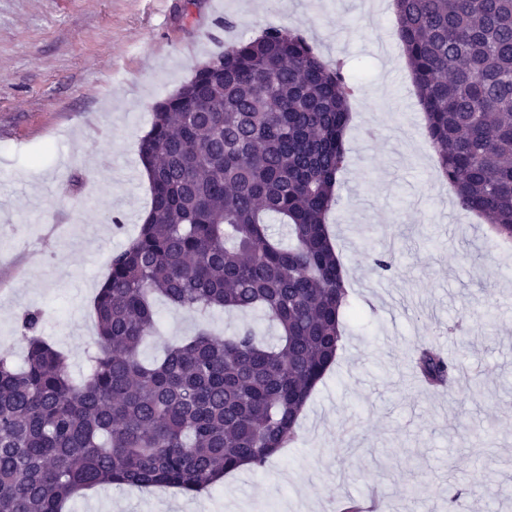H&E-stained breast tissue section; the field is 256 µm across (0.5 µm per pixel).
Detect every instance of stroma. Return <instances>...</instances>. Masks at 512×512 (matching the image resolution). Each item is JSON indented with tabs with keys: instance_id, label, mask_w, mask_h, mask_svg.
I'll return each instance as SVG.
<instances>
[{
	"instance_id": "stroma-1",
	"label": "stroma",
	"mask_w": 512,
	"mask_h": 512,
	"mask_svg": "<svg viewBox=\"0 0 512 512\" xmlns=\"http://www.w3.org/2000/svg\"><path fill=\"white\" fill-rule=\"evenodd\" d=\"M270 25L300 30L359 86L328 217L350 302L336 361L294 442L225 475L192 510L175 489L116 485L68 510L336 512L374 489L389 512H512L498 493L512 487V246L436 180L389 0H0V346L21 361V317L40 310L72 375L86 374L94 297L151 206L138 146L154 104ZM378 252L397 270L376 272ZM156 309L147 362L202 328L277 335L254 313ZM423 344L460 360L474 392L422 384ZM481 472L491 489L466 495Z\"/></svg>"
}]
</instances>
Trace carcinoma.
I'll return each instance as SVG.
<instances>
[{
	"instance_id": "obj_1",
	"label": "carcinoma",
	"mask_w": 512,
	"mask_h": 512,
	"mask_svg": "<svg viewBox=\"0 0 512 512\" xmlns=\"http://www.w3.org/2000/svg\"><path fill=\"white\" fill-rule=\"evenodd\" d=\"M393 5L457 205L512 240V0ZM217 58L154 106L138 149L151 208L94 300L84 381L38 332V310L23 316V366L0 354V512H64L104 485L197 495L262 468L336 359L348 290L326 218L355 86L286 27ZM274 221L288 243L269 235ZM157 298L257 311L279 343L249 326L224 339L202 330L146 364ZM415 366L430 386L457 381L458 365L432 347Z\"/></svg>"
}]
</instances>
